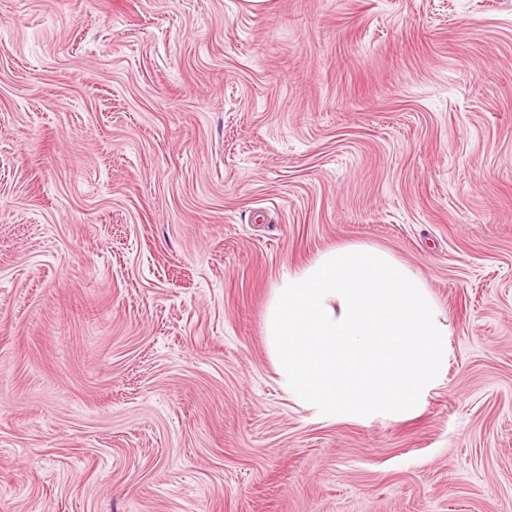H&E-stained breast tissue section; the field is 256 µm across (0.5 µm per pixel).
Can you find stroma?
<instances>
[{
    "mask_svg": "<svg viewBox=\"0 0 512 512\" xmlns=\"http://www.w3.org/2000/svg\"><path fill=\"white\" fill-rule=\"evenodd\" d=\"M347 243L448 324L400 415L269 355ZM0 512H512V0H0Z\"/></svg>",
    "mask_w": 512,
    "mask_h": 512,
    "instance_id": "1",
    "label": "stroma"
}]
</instances>
